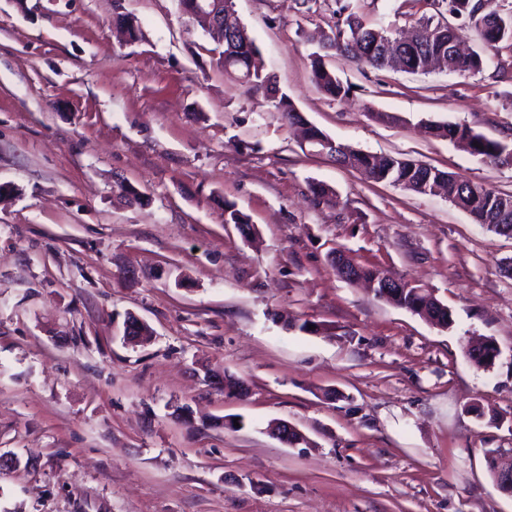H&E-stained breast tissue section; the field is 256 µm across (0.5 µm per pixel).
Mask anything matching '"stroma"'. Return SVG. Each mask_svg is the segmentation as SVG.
<instances>
[{
    "instance_id": "35a3bbf8",
    "label": "stroma",
    "mask_w": 512,
    "mask_h": 512,
    "mask_svg": "<svg viewBox=\"0 0 512 512\" xmlns=\"http://www.w3.org/2000/svg\"><path fill=\"white\" fill-rule=\"evenodd\" d=\"M233 3L336 142L512 194V168L420 129L512 145L511 43L466 79L334 52L352 92L332 100L310 63L335 0ZM350 3L385 27L449 20L428 0ZM213 47L177 0H0V512H512L488 467L512 458V236L317 154ZM339 250L430 289L453 326L344 281ZM130 313L150 341L124 340ZM478 337L500 349L485 370L463 355ZM280 420L306 443L272 436Z\"/></svg>"
}]
</instances>
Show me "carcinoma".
Segmentation results:
<instances>
[{
  "label": "carcinoma",
  "mask_w": 512,
  "mask_h": 512,
  "mask_svg": "<svg viewBox=\"0 0 512 512\" xmlns=\"http://www.w3.org/2000/svg\"><path fill=\"white\" fill-rule=\"evenodd\" d=\"M179 12L189 26H199L211 35L216 34L209 21L198 17L195 0H177ZM462 17L475 24L482 41V50L475 52L473 58H456L448 55V39L457 37L453 26L438 23L431 25L430 19L421 18L416 26L423 30H432L433 37L413 44L402 42L403 32L388 27L371 26L349 13L348 0H336V15L346 16L344 23L336 24L332 36L327 38L328 47L354 59L360 64L384 69L386 63L374 51L378 42L392 41L399 44L403 70L409 73L423 72L430 66H444L449 71L467 77L483 71L490 56L488 52L496 50L499 43L512 42V11L505 12L498 6V0H467ZM116 23L123 28L134 42L142 33L136 20L120 14ZM240 33L224 32V42L235 40L232 57L213 59L217 69L224 77L238 82L251 90L269 94V76L258 62L260 51L254 40L247 34L244 26ZM311 80L315 87L330 99L343 98L350 94L351 86L344 84L328 67L324 56L313 54L311 59ZM274 109L280 112L283 121L290 127L301 126L305 130V139L312 144L326 137L318 128L309 125L285 93L270 98ZM436 138H445L449 142L463 147L471 155L494 165L512 164V149L499 140L489 139L472 129L456 124H434L430 127ZM339 164L354 169L375 182H388L403 189L422 195L442 193L454 206L469 213L474 221L487 229L512 236V220L502 222L499 214L507 208L512 214V195L500 193L481 182L462 179L427 165H417L400 157L376 155L357 150L349 146L341 152ZM224 223L233 224L244 237L251 235L248 216L230 203L224 204ZM336 274L350 283L364 280L370 284L376 297L397 307L429 319H438L443 328L453 323L451 310L436 305L432 294L420 286L411 285L398 288L386 286L383 273L377 268L347 259L346 269L336 268ZM463 352L468 361L478 369H487L494 365L499 350L493 341L481 346L467 345Z\"/></svg>",
  "instance_id": "carcinoma-1"
}]
</instances>
